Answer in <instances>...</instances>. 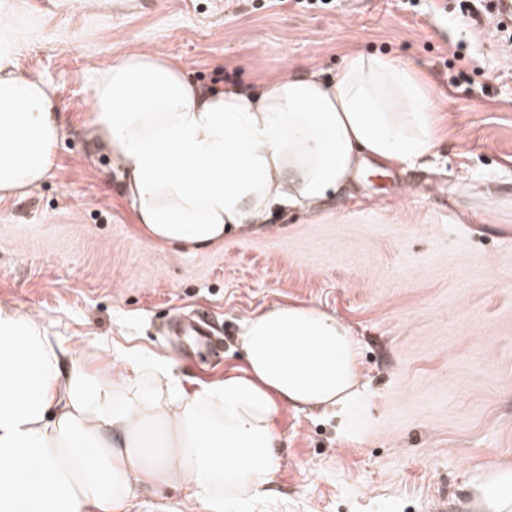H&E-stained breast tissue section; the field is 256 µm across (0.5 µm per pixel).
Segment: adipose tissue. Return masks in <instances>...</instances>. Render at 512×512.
I'll use <instances>...</instances> for the list:
<instances>
[{
    "instance_id": "obj_1",
    "label": "adipose tissue",
    "mask_w": 512,
    "mask_h": 512,
    "mask_svg": "<svg viewBox=\"0 0 512 512\" xmlns=\"http://www.w3.org/2000/svg\"><path fill=\"white\" fill-rule=\"evenodd\" d=\"M0 24V193L53 168L63 115L18 72ZM98 139L155 242L201 251L226 229L309 209L367 162L411 166L438 145L431 88L412 67L357 49L332 77L273 76L257 90L200 87L166 56L131 51L94 87ZM246 366L187 389L169 360L128 352V372L77 361L39 317L0 304V512H127L137 486L185 489L186 512H236L270 493L288 410L344 412L359 395L349 326L311 306L246 320ZM479 512H512V465L474 468Z\"/></svg>"
}]
</instances>
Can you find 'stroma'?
<instances>
[{
	"label": "stroma",
	"instance_id": "35a3bbf8",
	"mask_svg": "<svg viewBox=\"0 0 512 512\" xmlns=\"http://www.w3.org/2000/svg\"><path fill=\"white\" fill-rule=\"evenodd\" d=\"M65 117L57 161L0 195V303L41 317L91 367L126 349L170 360L189 388L242 367L237 336L267 308L335 315L358 341L347 419L285 412L268 499L240 512H477L471 471L512 464V47L474 32L464 0H0ZM430 79L439 144L425 161L364 168L311 211L273 213L189 252L142 234L115 150L95 136L94 85L134 49L199 85L335 72L344 50ZM465 71L460 84L449 74ZM205 316L220 355L175 353L171 316Z\"/></svg>",
	"mask_w": 512,
	"mask_h": 512
}]
</instances>
